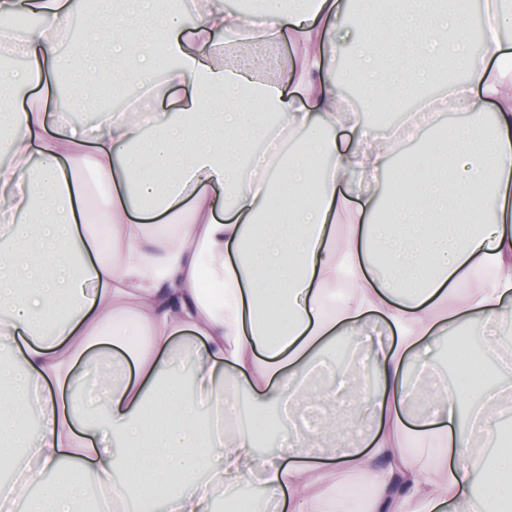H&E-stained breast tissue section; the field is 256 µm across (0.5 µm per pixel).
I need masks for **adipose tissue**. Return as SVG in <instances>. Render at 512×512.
<instances>
[{"instance_id":"obj_1","label":"adipose tissue","mask_w":512,"mask_h":512,"mask_svg":"<svg viewBox=\"0 0 512 512\" xmlns=\"http://www.w3.org/2000/svg\"><path fill=\"white\" fill-rule=\"evenodd\" d=\"M289 3L241 13L208 0L189 27L161 0H97L72 59L57 50L72 0H0L1 13L42 18L18 31L26 66L8 83L63 75L76 101L132 83L151 99L193 90L147 119L104 109L77 126L36 101L0 120L12 149L0 165V470L11 474L0 512L25 499L29 512H78L91 484L90 512L107 495L114 512H214L253 480L260 512L274 498L282 512H337L315 480L340 469L377 488L367 512H512V436L500 433L512 351L492 398L463 376L426 391L413 377L448 334L487 330L496 350L512 328V43L501 36L512 7L496 6L474 47L448 0H361L352 31L334 25L342 0ZM285 23L295 59L269 82L283 66L267 48ZM104 38L121 68L93 52ZM239 40L250 53L215 67ZM346 42V78L375 105L389 88L420 90L446 60L460 74L450 104L470 123L397 158V137L343 103L331 67ZM258 81L263 98H245ZM89 169L112 186L94 207ZM214 183L231 202L221 213ZM142 212L158 223H131ZM379 327L392 341L373 337ZM343 336L367 346L356 379L374 384L349 404L346 374L326 381V451L290 415ZM223 409L234 426L219 440ZM359 417L372 426L356 428ZM264 422L286 442L269 455L256 450ZM411 438L437 439L425 465L407 455Z\"/></svg>"}]
</instances>
